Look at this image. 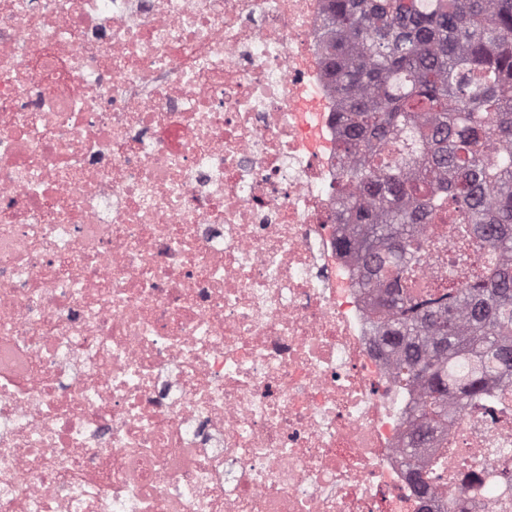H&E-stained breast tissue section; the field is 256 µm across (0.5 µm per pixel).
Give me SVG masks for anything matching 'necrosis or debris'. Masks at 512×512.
<instances>
[{
  "label": "necrosis or debris",
  "instance_id": "necrosis-or-debris-1",
  "mask_svg": "<svg viewBox=\"0 0 512 512\" xmlns=\"http://www.w3.org/2000/svg\"><path fill=\"white\" fill-rule=\"evenodd\" d=\"M326 5L0 0V512H512V392L401 462Z\"/></svg>",
  "mask_w": 512,
  "mask_h": 512
}]
</instances>
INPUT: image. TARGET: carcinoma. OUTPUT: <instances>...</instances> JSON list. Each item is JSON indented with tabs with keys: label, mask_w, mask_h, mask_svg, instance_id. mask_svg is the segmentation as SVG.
Segmentation results:
<instances>
[{
	"label": "carcinoma",
	"mask_w": 512,
	"mask_h": 512,
	"mask_svg": "<svg viewBox=\"0 0 512 512\" xmlns=\"http://www.w3.org/2000/svg\"><path fill=\"white\" fill-rule=\"evenodd\" d=\"M347 178L340 247L399 367L425 390L415 432L448 426V400L512 376V0H329L322 22ZM450 228L457 276L421 288ZM487 261H468L474 240Z\"/></svg>",
	"instance_id": "carcinoma-1"
}]
</instances>
